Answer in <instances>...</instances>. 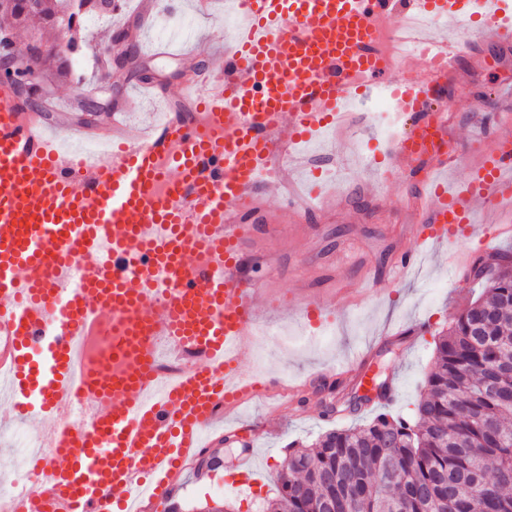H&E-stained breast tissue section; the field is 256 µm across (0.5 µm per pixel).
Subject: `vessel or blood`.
<instances>
[{
	"label": "vessel or blood",
	"mask_w": 512,
	"mask_h": 512,
	"mask_svg": "<svg viewBox=\"0 0 512 512\" xmlns=\"http://www.w3.org/2000/svg\"><path fill=\"white\" fill-rule=\"evenodd\" d=\"M246 18L221 69L190 81L194 110L145 141L123 143L103 161L61 150L14 86L0 81V393L20 414L91 403L93 423L47 428L55 454L30 512H144L166 499V480L205 447L208 430L257 396L281 393L274 379L245 377L260 285L244 271L253 213L276 182L277 155L304 154L323 130L341 126L347 105L389 71L374 40L391 0H235ZM401 15L461 23L512 43V0H403ZM402 87L410 114L392 159L425 171L433 192L422 244L462 237L486 242L501 228H476V204L512 202V135L474 157L466 180L448 188L458 145L447 113L431 102L453 74L448 63ZM169 288L157 298L155 283ZM112 322L129 359L111 386L78 372L84 333Z\"/></svg>",
	"instance_id": "b4317fda"
}]
</instances>
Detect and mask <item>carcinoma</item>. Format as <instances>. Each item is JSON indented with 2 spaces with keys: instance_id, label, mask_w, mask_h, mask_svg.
Returning <instances> with one entry per match:
<instances>
[{
  "instance_id": "1",
  "label": "carcinoma",
  "mask_w": 512,
  "mask_h": 512,
  "mask_svg": "<svg viewBox=\"0 0 512 512\" xmlns=\"http://www.w3.org/2000/svg\"><path fill=\"white\" fill-rule=\"evenodd\" d=\"M12 13L18 25L47 20ZM435 342L417 422L379 414L297 448L264 512H512V250Z\"/></svg>"
}]
</instances>
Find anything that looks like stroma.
<instances>
[{"label": "stroma", "mask_w": 512, "mask_h": 512, "mask_svg": "<svg viewBox=\"0 0 512 512\" xmlns=\"http://www.w3.org/2000/svg\"><path fill=\"white\" fill-rule=\"evenodd\" d=\"M229 13L227 0H212L205 13L190 9L186 18L195 37L189 43L164 37L161 0H134L129 12L81 24L70 54L72 73L53 82L50 126L64 136L76 128V83L98 75L99 49L109 43L117 26L138 25L141 47L156 72L216 69L232 41L224 25ZM470 37L471 50L458 60L456 78L441 102L450 114L461 157L443 175L451 186L467 177L469 160L488 148L500 131L499 126L479 122L478 114L512 118V49L477 34ZM386 84L383 78L373 81L362 98L350 102L346 126L328 131L304 158L285 164V178L300 188L307 186L311 171H320L324 197L318 211L295 215L273 195L264 211L252 218L263 230L244 247L246 271L267 295L258 317L270 332L263 363L250 358L242 370L279 379L286 386L300 385V394L282 405L268 399L233 412L232 423L211 443L223 457V467L200 475L195 463H188L178 474L175 504H162L158 512L174 507L203 512L215 502L231 504L233 512H262L276 493L277 473L290 443L311 444L328 430L357 426L383 411L414 419L438 334L481 293L469 269L476 260L490 259L497 250L512 246V234L481 246L463 239L449 250L427 253L415 271L396 273V257L419 246L414 227L420 217L412 199L423 187L405 174L386 175L396 143L389 130L402 125L401 120L389 122L377 114ZM182 86L179 80L163 88L145 79L121 82L115 105L96 126L111 131L114 140H138L166 113L191 106L192 97ZM451 252L461 266L453 277L445 266ZM310 296L330 298L327 325L300 320ZM391 329L397 330V337L385 338ZM298 333L309 336L310 344H295ZM354 352L366 354L363 371L368 377L395 385L390 405L377 399L358 401L357 382L337 381V363ZM244 454L259 473L257 481L238 476V460Z\"/></svg>", "instance_id": "35a3bbf8"}]
</instances>
